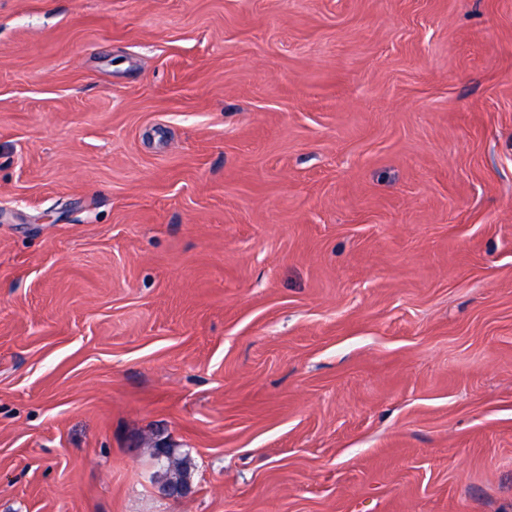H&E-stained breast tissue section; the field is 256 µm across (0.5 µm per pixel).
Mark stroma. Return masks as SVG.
Segmentation results:
<instances>
[{"label": "stroma", "instance_id": "obj_1", "mask_svg": "<svg viewBox=\"0 0 512 512\" xmlns=\"http://www.w3.org/2000/svg\"><path fill=\"white\" fill-rule=\"evenodd\" d=\"M0 512H512V0H0ZM162 491L173 500H180L192 492L191 482L182 471L168 468L161 484Z\"/></svg>", "mask_w": 512, "mask_h": 512}]
</instances>
